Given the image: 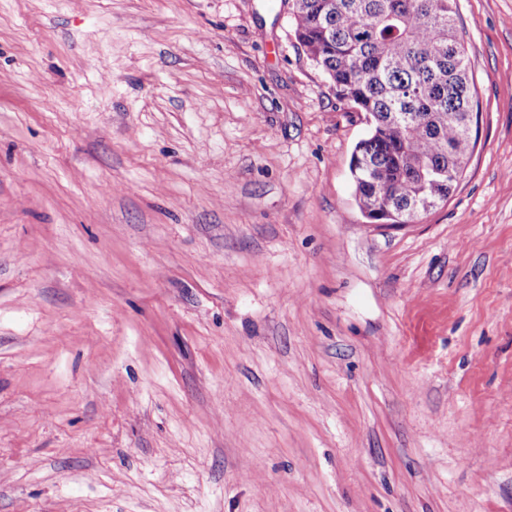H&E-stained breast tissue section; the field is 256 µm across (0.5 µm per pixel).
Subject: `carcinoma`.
I'll return each instance as SVG.
<instances>
[{
	"instance_id": "1",
	"label": "carcinoma",
	"mask_w": 512,
	"mask_h": 512,
	"mask_svg": "<svg viewBox=\"0 0 512 512\" xmlns=\"http://www.w3.org/2000/svg\"><path fill=\"white\" fill-rule=\"evenodd\" d=\"M295 38L336 96L370 115L351 168L363 212L448 200L476 146V85L456 0H292Z\"/></svg>"
}]
</instances>
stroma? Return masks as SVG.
<instances>
[{"mask_svg":"<svg viewBox=\"0 0 512 512\" xmlns=\"http://www.w3.org/2000/svg\"><path fill=\"white\" fill-rule=\"evenodd\" d=\"M448 200L378 226L291 0H0V512H512V0H457Z\"/></svg>","mask_w":512,"mask_h":512,"instance_id":"1","label":"stroma"}]
</instances>
